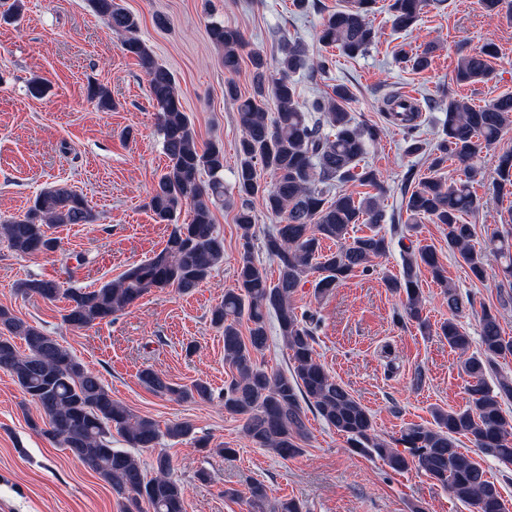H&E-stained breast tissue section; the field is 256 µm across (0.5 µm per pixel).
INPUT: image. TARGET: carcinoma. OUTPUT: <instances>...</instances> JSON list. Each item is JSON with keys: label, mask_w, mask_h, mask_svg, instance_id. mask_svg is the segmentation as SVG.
<instances>
[{"label": "carcinoma", "mask_w": 512, "mask_h": 512, "mask_svg": "<svg viewBox=\"0 0 512 512\" xmlns=\"http://www.w3.org/2000/svg\"><path fill=\"white\" fill-rule=\"evenodd\" d=\"M377 0H343L323 22L318 40L334 46L344 55L365 53L376 41L377 30L370 21ZM432 0H391L392 25L399 31L411 28L427 12ZM95 13L122 36L124 52L135 57L148 76L150 98L156 109L157 131L168 158L166 171L155 185L149 206L155 220L173 228L165 247L153 257L129 267L117 279L93 290L65 288L53 279L22 281L19 292L47 301L63 298L67 307L63 322L76 330L112 322L145 295L174 288L190 293L212 277L224 259V238L216 230L214 208L224 205V147L199 143L188 114L184 111L173 74L160 64L138 35L139 22L117 0H91ZM487 16L506 11L512 16V0H480ZM213 44L223 50L224 70L239 69L245 47L239 29L216 21L208 30ZM280 76L269 81L262 54L249 56L254 69L249 94L236 85L225 87V96L236 104L243 135L237 147L235 188L241 200L235 216L242 230V245L235 272V287L210 316L224 332V361L232 368L224 392L214 395L210 384L198 380L189 387L171 383L151 369L140 373V382L160 397L179 400L224 401V410L242 421V432L256 448L288 460L302 454L309 439L306 409L315 410L349 446L375 456L396 472L415 468L447 489L472 512H509L497 484L486 470L460 451L459 437L467 438L480 453L500 462L512 463V414L503 405L512 400V377L494 372L498 359L512 355V339L503 336L499 317L484 309L480 323L479 348L470 352L472 339L459 323L465 309L457 289L448 283L435 248L420 245L405 258L402 276L389 278L386 285L404 297L403 314L422 333L430 332L423 318L419 285L421 269L430 272L442 287L448 302V319L436 333L448 347L464 357L469 377L465 405L458 409L432 410L433 422L412 424L400 437L386 441L376 433L373 416L317 360L314 348V317L300 313L292 303L294 294L308 279L315 293L324 297L361 270H369L372 259L389 252L391 241L378 230L385 221L379 201L384 186L377 171L358 169L367 143H376L385 128L356 124L348 110L352 93L338 84L330 93L306 109L298 101L291 79L305 64L325 72L330 60L318 57L307 62L305 48L290 40L279 43ZM494 46L460 55L455 70L459 84H473L488 78ZM88 96L103 109H112V97L104 86L91 84ZM275 112L268 117V103ZM380 111L406 137L408 152L424 151L413 137L419 108L395 92L380 101ZM319 113L312 120V113ZM512 130V94H504L482 106L464 98L448 100L442 138L436 147L431 170L404 192L409 230L428 219L441 224L448 234V250L456 253L473 277H485L490 258L504 260L503 274L512 279V230L497 236L489 251L472 245V225L463 216L479 211L482 198L473 190L479 173L477 160ZM457 161L454 177L439 174L448 158ZM272 180L263 183L260 173ZM208 181H202V176ZM358 181L375 190L355 197L338 191L329 195L334 183ZM494 191L512 194V152L499 156ZM259 198L268 214L279 223L264 234L262 248L277 266L271 281L253 251L254 214L252 201ZM191 208L189 221L178 223L183 208ZM94 216L85 196L64 184L42 189L33 205L21 217L0 224V238L20 256L52 251L57 240L51 228L68 224H90ZM357 224L371 226V234L349 235ZM331 242L336 250H325ZM275 318L280 336L292 362L290 373L270 371L257 364L256 356L267 345V324ZM248 335H242L241 322ZM24 347H19L17 341ZM0 369L7 371L26 399L48 417L44 434L80 462L92 468L123 504V512H184L185 491L172 477V460L160 453L147 477L141 460L131 448H154L164 438L183 440L194 434L188 420L174 421L160 429L152 419L140 416L112 399L100 377L85 366L53 336L43 333L0 306ZM494 380H488L489 374ZM119 435L127 448L112 447V434ZM401 445L404 450L396 449ZM245 497L252 512H302L293 500H276L259 481L247 484Z\"/></svg>", "instance_id": "carcinoma-1"}]
</instances>
